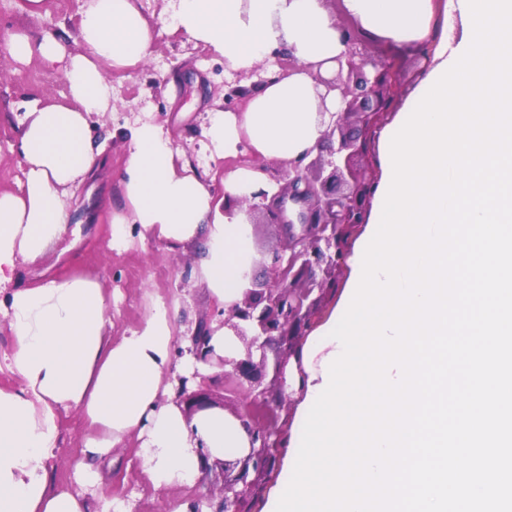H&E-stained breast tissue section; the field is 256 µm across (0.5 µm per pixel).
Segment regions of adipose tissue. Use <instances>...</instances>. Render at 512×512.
<instances>
[{"label": "adipose tissue", "mask_w": 512, "mask_h": 512, "mask_svg": "<svg viewBox=\"0 0 512 512\" xmlns=\"http://www.w3.org/2000/svg\"><path fill=\"white\" fill-rule=\"evenodd\" d=\"M357 24L375 37L426 45L432 67L450 59L464 37L460 0H344ZM163 28L187 35L223 57L227 72L249 71L282 48L297 68L264 85L237 111L212 110L204 137L224 171V195L210 183L178 173L168 136L151 122L134 129L128 146L124 199L129 218H114L108 246L122 249L129 224L170 248L202 244L195 275L217 307L242 297L251 262L245 213L225 214V198H251L267 187L266 166L315 151L335 106L321 98L316 76H332L344 50L328 0H168ZM78 38L83 54L62 38L9 34L5 47L21 63L61 73L63 101H32L17 123V190L0 191V315L14 337L0 353V371L15 377L0 386V512H129L113 499L101 465L129 438L140 442L141 472L158 488H195L202 472L195 453L211 459L243 457L249 440L239 421L214 410L186 417L174 401L172 372L208 375L191 354L173 359L177 328L171 310L156 304L134 330L105 334L111 301L99 282L70 272L39 283L15 284L20 262L42 258L69 232L62 195L95 161L87 136L89 114L110 96L108 70L146 63L154 32L137 0H88ZM252 160L236 164L241 144ZM78 410L90 432L71 480L56 484L51 460L61 439L60 415Z\"/></svg>", "instance_id": "ef3b65f1"}]
</instances>
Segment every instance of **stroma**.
I'll return each instance as SVG.
<instances>
[{
  "mask_svg": "<svg viewBox=\"0 0 512 512\" xmlns=\"http://www.w3.org/2000/svg\"><path fill=\"white\" fill-rule=\"evenodd\" d=\"M82 5V0H45L40 15L28 16L19 12L14 0H0V31L33 36L64 34L68 51L77 54L84 50L77 37ZM164 5L165 0H138L143 16L156 29L151 57L142 66L109 71L112 107L109 113H94L88 118V135L102 152L87 177L65 193L69 224L74 230L67 238L69 250L51 249L38 261L20 263L17 270V282L22 286L73 270L97 278L112 298L106 332L115 339L141 325L157 303L175 306L182 337L191 335L213 309L205 289L190 274L202 257L200 248L171 251L154 237H140L135 229L130 232L127 248L112 250L107 246L112 218L128 214L123 178L132 128L140 121L161 126L174 150L187 160L189 173L211 179L216 193H223L224 161L205 149L202 131L209 110L223 106L226 86L252 83L247 74L226 73L223 58L195 41L159 30ZM420 48L417 42L389 38L373 42L376 55L400 59L402 82L409 91L422 76ZM63 89V80L55 70L36 62L20 64L0 51V191L17 190L22 178L11 146L25 102L33 98L58 100ZM284 239L281 225L252 221L249 279L254 284L264 283L266 254ZM86 434L77 410L64 414L62 439L53 461L55 482H69L68 462L79 455ZM137 452L136 443L130 440L114 449L119 463L110 477L112 495L131 498L132 512H167L171 502L181 500L189 491L154 488L140 472Z\"/></svg>",
  "mask_w": 512,
  "mask_h": 512,
  "instance_id": "1",
  "label": "stroma"
}]
</instances>
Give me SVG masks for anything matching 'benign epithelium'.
Here are the masks:
<instances>
[{
  "instance_id": "1",
  "label": "benign epithelium",
  "mask_w": 512,
  "mask_h": 512,
  "mask_svg": "<svg viewBox=\"0 0 512 512\" xmlns=\"http://www.w3.org/2000/svg\"><path fill=\"white\" fill-rule=\"evenodd\" d=\"M336 27L346 51L336 58L332 77L314 75L326 93H335V120L328 124L315 157L307 153L288 164L284 184L273 196L260 188L251 197L253 212L288 228L285 241L267 252L266 287H248L231 306L213 308L190 336L188 351L217 372L202 378L196 391L189 390V378L174 377L175 402L188 418L205 408L199 396L207 385L220 382L243 395L242 407L231 414L249 436V453L235 461L212 462L204 446H197L201 471L219 469L224 477L219 500L207 498L211 512H241L257 479L272 470L277 452L284 447L288 431L260 423L257 410L280 404L285 394H293L294 381L303 380L300 348L313 328L319 303L335 287L336 271L344 265L348 254L344 229L365 223L374 195L375 179L361 174L358 161L368 154L383 115L402 95L399 61L375 57L359 27L341 22ZM286 71L256 67L250 75L258 80L248 88H230L224 103L244 99ZM286 199L305 205L295 221L284 219ZM214 322L241 341L240 355L213 356L209 340Z\"/></svg>"
}]
</instances>
